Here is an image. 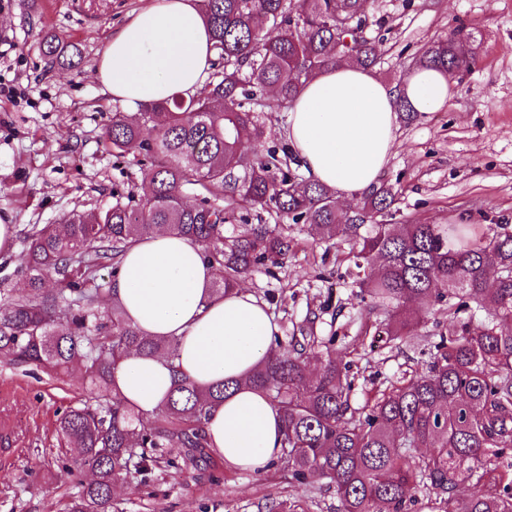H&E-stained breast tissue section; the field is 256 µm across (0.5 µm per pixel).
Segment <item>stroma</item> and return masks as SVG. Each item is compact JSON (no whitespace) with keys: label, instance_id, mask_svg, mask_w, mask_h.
<instances>
[{"label":"stroma","instance_id":"35a3bbf8","mask_svg":"<svg viewBox=\"0 0 512 512\" xmlns=\"http://www.w3.org/2000/svg\"><path fill=\"white\" fill-rule=\"evenodd\" d=\"M143 0H0V214L10 215L16 240L35 226L112 205L116 193L139 190L133 156H115L104 132L121 111L94 71L107 39ZM382 35L375 76L401 85L437 39L461 33L473 65L438 112L398 119V146L380 176L396 192L395 219L430 224L512 225V0H371ZM77 47L73 65L43 52L47 36ZM289 233L299 246L275 275L258 271L246 284L267 305L282 336L312 328L336 351L352 349L353 403L363 406L415 368L425 367L428 340L448 312L434 308L416 336L401 346L364 335L367 316L343 236L319 239L306 224ZM84 370L55 377L27 364L0 360V423L12 450L0 456V512H62L83 475L70 471L73 451L59 446L56 420L90 403ZM157 465L122 478L119 512H274L279 502L306 512H339L326 486L292 481L287 463L266 472L184 465L179 449H156Z\"/></svg>","mask_w":512,"mask_h":512}]
</instances>
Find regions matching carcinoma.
I'll use <instances>...</instances> for the list:
<instances>
[{
  "label": "carcinoma",
  "instance_id": "1",
  "mask_svg": "<svg viewBox=\"0 0 512 512\" xmlns=\"http://www.w3.org/2000/svg\"><path fill=\"white\" fill-rule=\"evenodd\" d=\"M223 70L197 95H175L127 117L112 116L105 140L112 151L143 157V194H116L97 213L74 212L62 225L44 224L25 240L21 295L0 289V359L57 376L85 368L95 406L74 407L58 419L60 445L75 450L76 467L92 479L80 485L67 512H114V480L154 461L149 449H185L195 466L206 456L211 408L238 383L202 390L176 380L154 423L124 404L112 370L131 350L177 354L175 337L148 339L124 318L111 297L125 251L162 227L203 246L213 269L212 294L222 296L253 273L268 274L294 254L297 240L283 225L309 224L325 240L341 234L357 248L356 268H378L361 281L369 313L392 307L379 324L401 341L434 305L448 309V330L431 342L433 361L353 406L349 363L325 347L313 328L276 347L248 384L277 407L280 458L291 479L334 489L341 512H422L416 490L427 486L438 512H512V228L498 224H391L395 199L385 182L346 218L336 192L299 179L292 151L248 154L244 138L267 133L259 94L275 89L290 104L301 87L341 59L372 68L379 37H370L368 0H203ZM44 53L67 59L69 45L53 36ZM453 38L429 46L418 66L457 75L470 68ZM202 197L183 201V189ZM56 281L53 293L45 282ZM492 306L493 318L471 314ZM468 493L459 495V488Z\"/></svg>",
  "mask_w": 512,
  "mask_h": 512
}]
</instances>
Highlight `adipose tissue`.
I'll return each mask as SVG.
<instances>
[{"instance_id": "adipose-tissue-1", "label": "adipose tissue", "mask_w": 512, "mask_h": 512, "mask_svg": "<svg viewBox=\"0 0 512 512\" xmlns=\"http://www.w3.org/2000/svg\"><path fill=\"white\" fill-rule=\"evenodd\" d=\"M210 33L196 0H146L112 35L95 78L128 111L196 95L213 58ZM449 75L414 70L389 86L368 70L341 62L306 83L288 114L287 136L308 178L352 200L374 186L395 146L396 101L417 112L441 110L451 95ZM213 271L200 244L157 231L127 250L112 292L126 321L146 337L174 336L175 359L128 354L114 369L118 396L153 417L179 376L208 387L241 386L215 405L206 424L210 448L226 467L261 474L280 452L278 410L245 378L274 345L279 327L246 286L211 293Z\"/></svg>"}]
</instances>
